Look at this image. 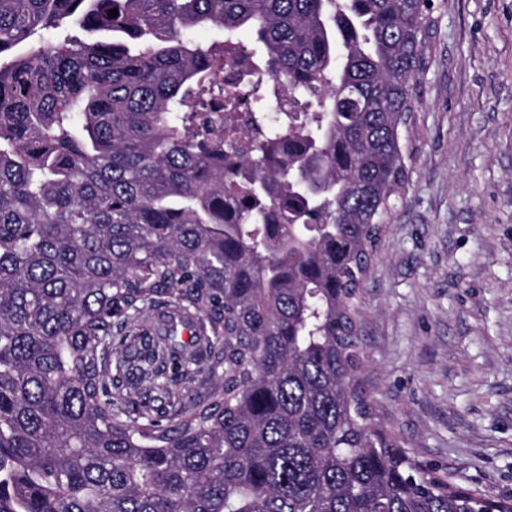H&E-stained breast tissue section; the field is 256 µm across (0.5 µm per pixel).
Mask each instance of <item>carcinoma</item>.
<instances>
[{
  "instance_id": "1",
  "label": "carcinoma",
  "mask_w": 512,
  "mask_h": 512,
  "mask_svg": "<svg viewBox=\"0 0 512 512\" xmlns=\"http://www.w3.org/2000/svg\"><path fill=\"white\" fill-rule=\"evenodd\" d=\"M428 2L0 0V512H482L360 380Z\"/></svg>"
}]
</instances>
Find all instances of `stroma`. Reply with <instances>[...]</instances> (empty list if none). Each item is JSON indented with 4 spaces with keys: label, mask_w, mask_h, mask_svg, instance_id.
Returning <instances> with one entry per match:
<instances>
[{
    "label": "stroma",
    "mask_w": 512,
    "mask_h": 512,
    "mask_svg": "<svg viewBox=\"0 0 512 512\" xmlns=\"http://www.w3.org/2000/svg\"><path fill=\"white\" fill-rule=\"evenodd\" d=\"M407 181L361 297L385 427L456 483L512 496V0H435Z\"/></svg>",
    "instance_id": "obj_1"
}]
</instances>
